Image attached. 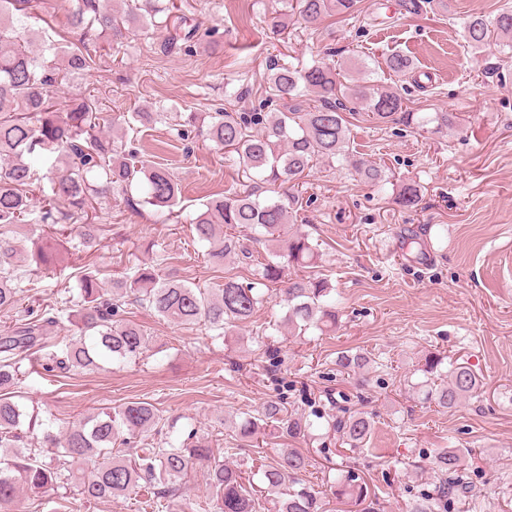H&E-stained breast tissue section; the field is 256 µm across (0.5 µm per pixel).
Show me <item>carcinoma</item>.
I'll return each instance as SVG.
<instances>
[{
  "mask_svg": "<svg viewBox=\"0 0 512 512\" xmlns=\"http://www.w3.org/2000/svg\"><path fill=\"white\" fill-rule=\"evenodd\" d=\"M47 0H0V310L15 308L27 289L40 287L38 275L57 264L59 248L75 241L84 249L95 244L101 225L94 223L99 200L121 190L127 208L151 206L163 216L174 214L182 191L168 170L152 166L144 171L139 196L131 193L135 170L128 162L136 154L132 142L112 139L108 117L97 111L86 96L56 97L57 88L74 83L93 69L96 61L85 52V39H102L107 45L130 36L149 35L168 29L160 21V0H123L122 10L109 0H69L66 21L76 40H55L38 30ZM289 12L309 29L318 28L333 13L353 15L359 0H283ZM463 37L472 47L508 41L512 44V9L505 7L493 17H471ZM41 43L34 51L29 46ZM405 77L416 71L414 60L392 52L371 67L365 61L357 76L347 77L336 67L316 62L310 66L274 64L266 81L276 107L248 114L181 112L180 135L193 129L220 149L238 156L242 176L270 185H297L319 163L342 162L364 181L382 185L388 181L384 167L365 161L351 142L345 113L364 111L383 123L411 129L455 130L454 112L423 116L412 112L394 87L372 78L378 72ZM165 118L161 112H132L128 126H146ZM54 158L38 175L32 158ZM47 180L49 191L34 197L35 182ZM259 185L242 191L215 192L194 213L186 216L194 238L207 245L208 261L224 264L231 255L245 259L253 253L224 229L246 228L275 242L278 250L258 263L256 281L243 284L228 277L209 292L162 272L167 258L152 264H134L103 287L101 270L92 265L77 268V289L64 287L55 300L28 314L0 335V512H11L20 491L40 493L48 487H73L87 501L124 497L137 488L151 490L156 508L175 512H259L260 503L247 487L244 472L236 464L217 459L204 437L190 430L174 443L149 436L164 427L154 404L133 401L98 412L72 423L60 436L50 421H41L3 392L23 376V362L44 352L48 372L68 374L99 367L109 360L125 364L140 358L150 345L141 327L126 319V308L137 305L157 318L180 325L208 324L215 337L226 336L238 323L248 321L256 310L275 296L286 308L283 324L288 333L301 336L308 330L324 332L336 326L333 288L324 278L305 275L285 277L282 260L304 263L313 259L308 238L290 231L292 205L288 196L262 199ZM396 198L404 207L421 200L417 186L405 183ZM32 222L41 234L34 242L30 263H23L17 248L3 239L15 224ZM73 336L52 344L64 325ZM369 364L363 354L340 351L336 366L343 373ZM442 358L425 357L421 372L427 396L442 409L457 406L480 387V376L467 364L440 370ZM277 423L284 438L306 440L313 436L314 422L297 417L276 403L256 416L247 415L232 426L240 446L258 440L268 422ZM373 417L362 411H343L330 416L321 427L339 436L349 448H362L371 437ZM46 448L54 449L55 463L43 461ZM207 468L210 496L204 502L183 498L182 480L189 468ZM309 459L295 448H282L264 465L262 482L274 512H324L320 492L302 478ZM461 456L454 450L438 453L433 471L438 474L432 493L414 503L409 512H439L450 502H466L470 485L448 474L460 470ZM332 494L338 500L363 503L368 486L352 473L340 476Z\"/></svg>",
  "mask_w": 512,
  "mask_h": 512,
  "instance_id": "cac0c4a2",
  "label": "carcinoma"
}]
</instances>
